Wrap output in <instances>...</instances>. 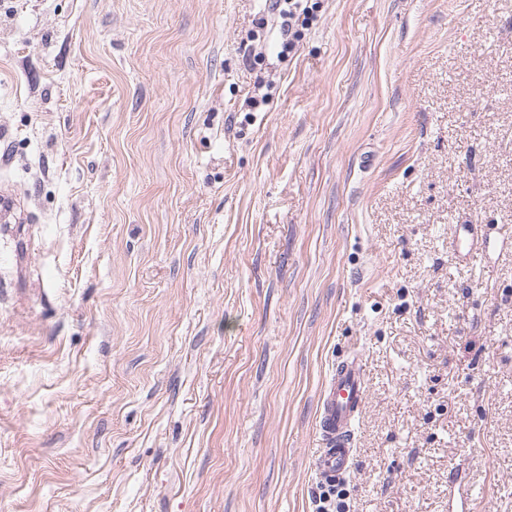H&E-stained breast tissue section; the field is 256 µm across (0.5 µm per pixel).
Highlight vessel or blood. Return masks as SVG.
<instances>
[{"mask_svg": "<svg viewBox=\"0 0 512 512\" xmlns=\"http://www.w3.org/2000/svg\"><path fill=\"white\" fill-rule=\"evenodd\" d=\"M365 398L363 361L348 359L337 367L323 392L319 421L323 446L315 459L323 483H336L351 469L354 424Z\"/></svg>", "mask_w": 512, "mask_h": 512, "instance_id": "vessel-or-blood-1", "label": "vessel or blood"}]
</instances>
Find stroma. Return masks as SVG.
<instances>
[{
    "instance_id": "stroma-1",
    "label": "stroma",
    "mask_w": 512,
    "mask_h": 512,
    "mask_svg": "<svg viewBox=\"0 0 512 512\" xmlns=\"http://www.w3.org/2000/svg\"><path fill=\"white\" fill-rule=\"evenodd\" d=\"M0 0V512H512V0ZM496 248L464 257L454 228ZM265 2L267 4L268 11H272V13L279 12V14L284 17V35H288V40H286V43H283V51L291 50L294 47L293 39H290L293 29L292 21L298 18L301 14L304 16V20L309 18V6H306L303 3L308 2V0H267ZM282 3L288 4V10L281 9ZM285 27H287V29ZM292 36L297 37L295 32ZM365 398L364 364L353 357L337 367L323 392L319 421L323 448L315 470L324 484H335L351 469L354 424Z\"/></svg>"
}]
</instances>
